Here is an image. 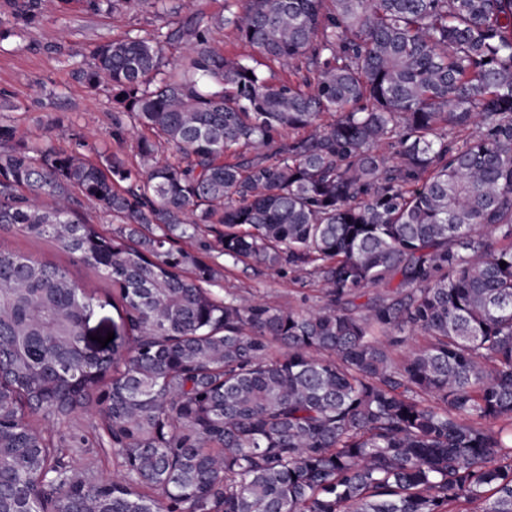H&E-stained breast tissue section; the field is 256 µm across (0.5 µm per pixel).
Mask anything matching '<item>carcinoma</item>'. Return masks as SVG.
I'll return each instance as SVG.
<instances>
[{
  "label": "carcinoma",
  "mask_w": 512,
  "mask_h": 512,
  "mask_svg": "<svg viewBox=\"0 0 512 512\" xmlns=\"http://www.w3.org/2000/svg\"><path fill=\"white\" fill-rule=\"evenodd\" d=\"M75 1L168 20L75 70L134 160L0 121V225L111 285L0 248V512H512V0ZM202 225L224 264L179 246ZM227 264L320 305L220 299ZM106 305L122 342L89 350ZM104 323L108 326L109 332H112L113 325L119 326L120 321L114 310L110 307H106L104 309L95 308L93 314L91 315L88 322V330L90 331V335H88L89 347L93 350L101 348V344L98 343L97 340H91L90 336H97L105 339L107 335H98L99 326ZM74 457L79 467L84 468L90 461H93L95 463L94 473L97 476L112 477L115 469V466L112 465V456L106 457L100 448H81V451Z\"/></svg>",
  "instance_id": "carcinoma-1"
}]
</instances>
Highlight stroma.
<instances>
[{"mask_svg": "<svg viewBox=\"0 0 512 512\" xmlns=\"http://www.w3.org/2000/svg\"><path fill=\"white\" fill-rule=\"evenodd\" d=\"M160 24V19L134 10L94 14L76 6L64 14L58 0H42L41 21L19 30L9 14L1 13L0 31H8L9 36L0 40V120L13 125L16 143L27 145L42 139L51 122L62 133L54 141L58 148L68 146L64 131L84 129L94 134L98 147L130 153L137 131H130L124 142H115L110 133L108 97L89 93L76 80L74 70L96 43L124 37L133 30L149 31ZM0 247L65 267L72 279L85 287L106 286L52 240L28 238L14 227L0 226ZM219 286L285 309L306 311L317 303L315 291L300 287L291 276L256 273L242 265L226 269Z\"/></svg>", "mask_w": 512, "mask_h": 512, "instance_id": "1", "label": "stroma"}]
</instances>
